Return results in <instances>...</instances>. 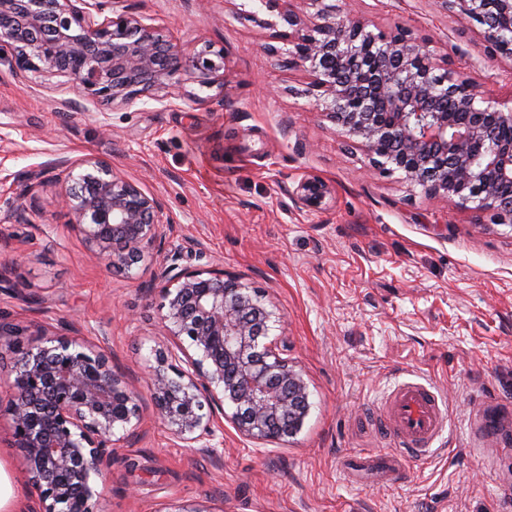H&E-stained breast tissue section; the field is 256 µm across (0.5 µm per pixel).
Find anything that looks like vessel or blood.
Returning <instances> with one entry per match:
<instances>
[{
  "label": "vessel or blood",
  "instance_id": "obj_1",
  "mask_svg": "<svg viewBox=\"0 0 512 512\" xmlns=\"http://www.w3.org/2000/svg\"><path fill=\"white\" fill-rule=\"evenodd\" d=\"M391 428L408 456L428 453L442 431L440 400L431 387L416 381L397 384L387 401Z\"/></svg>",
  "mask_w": 512,
  "mask_h": 512
}]
</instances>
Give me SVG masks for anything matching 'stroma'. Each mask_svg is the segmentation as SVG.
Returning <instances> with one entry per match:
<instances>
[{
	"label": "stroma",
	"mask_w": 512,
	"mask_h": 512,
	"mask_svg": "<svg viewBox=\"0 0 512 512\" xmlns=\"http://www.w3.org/2000/svg\"><path fill=\"white\" fill-rule=\"evenodd\" d=\"M371 31L403 24L431 50L512 106V59L490 58L477 27L441 0H336ZM188 49L224 54V83L185 78L179 97L138 93L63 111L67 77L17 79L0 62V402L34 335L86 336L138 388L145 420L116 448L99 512H512V445L485 433L489 412L512 420V224L427 198L400 173L373 170L316 110L307 72L267 52L274 30L258 0H118ZM96 156L156 196L174 220L134 277L90 258L60 201L64 159ZM41 172L29 183V172ZM333 188L319 210L291 192L304 177ZM182 266L223 268L260 291L275 335L305 374L301 429L260 445L224 426L219 448H184L154 416L147 388L166 344L160 273L170 247ZM417 380L441 398L443 430L420 461L379 424L395 385ZM366 453L391 456L397 482L353 485ZM0 466L16 497L37 505L6 417Z\"/></svg>",
	"instance_id": "obj_1"
}]
</instances>
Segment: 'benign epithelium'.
Returning <instances> with one entry per match:
<instances>
[{
	"instance_id": "obj_1",
	"label": "benign epithelium",
	"mask_w": 512,
	"mask_h": 512,
	"mask_svg": "<svg viewBox=\"0 0 512 512\" xmlns=\"http://www.w3.org/2000/svg\"><path fill=\"white\" fill-rule=\"evenodd\" d=\"M107 0H0V61L15 75L61 74L78 98L64 110L126 101L137 91L175 89L193 75L201 87L224 84V53L186 50L127 12L103 15ZM286 25L274 56L312 76L308 92L341 135L361 145L370 166L400 172L425 196L457 202L498 224H512V108L486 102L481 86L448 67L411 29L373 33L327 0L305 23L292 0H257ZM479 26L493 55L512 59V0H442ZM62 203L76 218L92 258L132 276L166 237L161 202L104 161H65ZM297 203L319 210L332 195L318 177L299 180ZM174 248L161 274V321L172 348L149 378L157 416L185 448L224 445L230 421L258 443L295 434L308 413L303 371L269 339L279 322L262 295L220 268L183 267ZM189 340L184 345L183 339ZM38 512H96L110 448L142 421L135 390L109 357L82 336H52L16 361L5 409Z\"/></svg>"
}]
</instances>
